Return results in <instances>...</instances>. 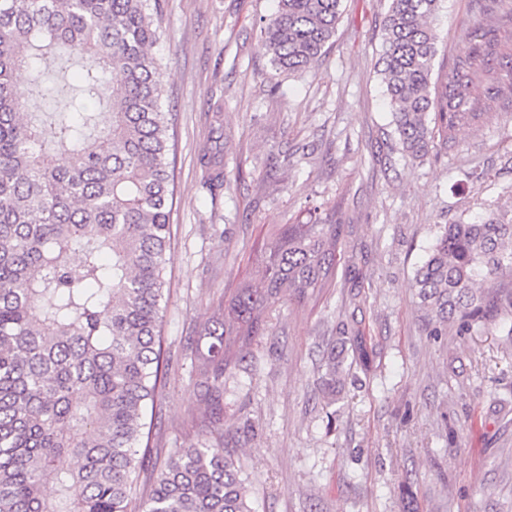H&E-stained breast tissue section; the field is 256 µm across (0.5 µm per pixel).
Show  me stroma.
I'll list each match as a JSON object with an SVG mask.
<instances>
[{"mask_svg": "<svg viewBox=\"0 0 512 512\" xmlns=\"http://www.w3.org/2000/svg\"><path fill=\"white\" fill-rule=\"evenodd\" d=\"M389 0H343L321 60L275 72L260 28L278 0H159L168 63L164 109L175 137L174 197L161 335L169 374L151 444L224 437L252 512H512V312L482 333L433 338L413 277L442 224L507 203L512 189V15L496 0H444L432 25L443 89L461 61L478 121L438 156L405 157L377 75ZM490 53H482V46ZM224 130V187L201 156ZM343 227L335 284L274 311L224 376L219 421L206 417L196 341L283 224ZM362 334L369 367L322 393L323 350Z\"/></svg>", "mask_w": 512, "mask_h": 512, "instance_id": "stroma-1", "label": "stroma"}]
</instances>
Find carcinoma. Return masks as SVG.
<instances>
[{"mask_svg":"<svg viewBox=\"0 0 512 512\" xmlns=\"http://www.w3.org/2000/svg\"><path fill=\"white\" fill-rule=\"evenodd\" d=\"M157 0H0V512H251L220 437L174 448L139 507L151 459L148 410L165 367V251L173 174ZM443 0H389L378 64L402 153L423 161L468 111V63L432 97ZM342 0H279L261 36L279 74L314 66L336 35ZM82 64L68 105L23 116L51 63ZM110 111L98 126V110ZM208 187H224L220 141L204 154ZM81 259L73 264L70 253ZM111 263L102 261L103 255ZM341 225L282 224L259 249L262 277L222 303L196 370L221 411L224 371L281 304L301 305L336 280ZM486 288H481V285ZM429 336L485 330L512 307V207L444 224L415 271ZM361 336L330 343L324 385L366 366ZM67 454L70 469L57 465ZM52 489L53 495L45 494Z\"/></svg>","mask_w":512,"mask_h":512,"instance_id":"obj_1","label":"carcinoma"}]
</instances>
